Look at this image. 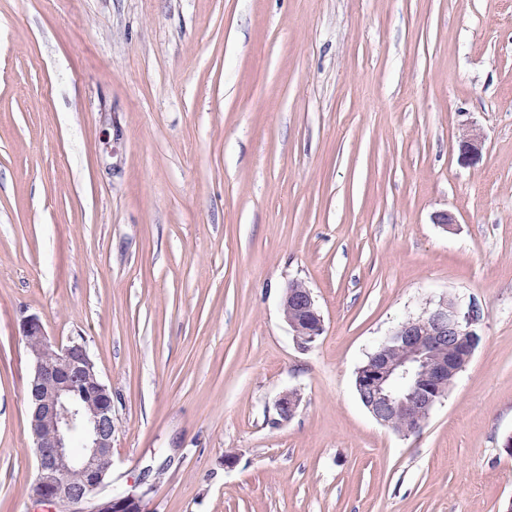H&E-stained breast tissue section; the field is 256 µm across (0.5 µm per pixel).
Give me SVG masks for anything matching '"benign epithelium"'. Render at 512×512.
<instances>
[{
  "label": "benign epithelium",
  "mask_w": 512,
  "mask_h": 512,
  "mask_svg": "<svg viewBox=\"0 0 512 512\" xmlns=\"http://www.w3.org/2000/svg\"><path fill=\"white\" fill-rule=\"evenodd\" d=\"M484 134L464 125L458 136V161L477 165ZM281 308L298 348L306 350L324 331L312 291L292 282L284 288ZM480 312L464 309L453 297L442 296L418 315L401 321L384 336L358 368L355 389L368 413L394 429L397 414L428 417L447 396L448 380L456 379L482 341ZM19 331L33 364L27 387L28 426L36 455L30 484L32 502L43 512H146L147 492L112 494V388L83 342L50 340L41 320L26 316ZM402 347L406 354L393 357ZM302 401L296 389L280 393L275 403L282 421ZM79 472L77 484L72 474Z\"/></svg>",
  "instance_id": "benign-epithelium-1"
}]
</instances>
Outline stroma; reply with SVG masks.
I'll return each mask as SVG.
<instances>
[{
  "instance_id": "obj_1",
  "label": "stroma",
  "mask_w": 512,
  "mask_h": 512,
  "mask_svg": "<svg viewBox=\"0 0 512 512\" xmlns=\"http://www.w3.org/2000/svg\"><path fill=\"white\" fill-rule=\"evenodd\" d=\"M443 295L482 342L402 436L355 373ZM28 315L83 338L148 512H504L512 0H0V512H33ZM484 134L475 125L465 124L458 136V161L464 166L477 165L482 157ZM281 308L298 348L306 350L324 331L323 318L310 288H297L288 282L284 288ZM302 401L301 393L296 389L285 390L280 393L275 403L277 414L281 421H288L297 412Z\"/></svg>"
}]
</instances>
